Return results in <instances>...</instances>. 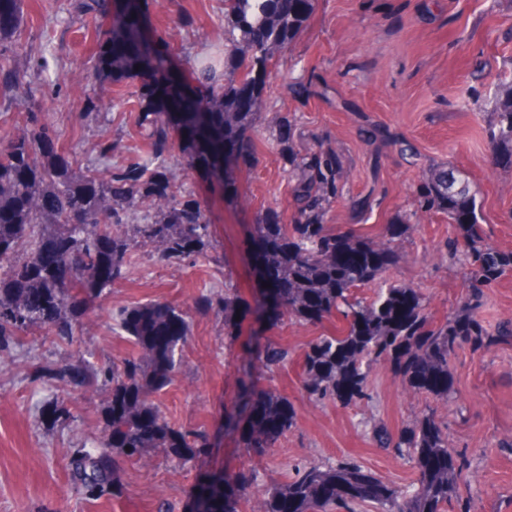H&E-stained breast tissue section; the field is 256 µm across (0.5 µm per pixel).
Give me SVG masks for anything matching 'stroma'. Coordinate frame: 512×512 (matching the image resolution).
Instances as JSON below:
<instances>
[{"label":"stroma","mask_w":512,"mask_h":512,"mask_svg":"<svg viewBox=\"0 0 512 512\" xmlns=\"http://www.w3.org/2000/svg\"><path fill=\"white\" fill-rule=\"evenodd\" d=\"M145 30L184 85L201 99L190 63L224 54V0H140ZM111 16L86 12L84 0H24L20 24L1 43L13 50L12 65L44 88L34 106L74 171L96 167L134 169L151 150L135 131L137 112L150 104L147 82L131 73L97 85L98 110L85 107L82 87L99 64V35ZM512 74V0H316L305 27L284 52L266 82L273 113L292 123L295 136H327L347 173L342 195L327 225L373 235L397 215L410 217L401 258L388 276L421 289L435 321L451 315L465 284L458 266L437 247L448 236V217L418 210L415 192L422 172L449 164L467 176L477 192L481 227L493 247L512 250V170L497 167L486 139L496 83ZM310 85L309 96L289 86ZM126 102L113 107V99ZM374 123L408 143L374 149L358 133ZM164 165L182 194L194 197L210 221L203 253L161 260L153 248H134L122 277L88 311L73 339L44 329L15 336L0 349V512H197V487L209 472L247 463L266 480H287L294 464H329L353 458L397 487L415 476L412 460L371 447L364 420L393 431L411 427L414 411L433 403L406 389L389 363L368 375L369 405L313 404L300 385L302 354L313 338L335 331V320L320 324L291 318L256 324L244 317L225 326L223 316L201 306L204 298L233 288L254 291L251 252L257 212L273 208L290 217L288 174L272 130L258 120L252 136L257 163L235 169L232 196L217 177L189 164L190 150L171 127ZM366 210H351L354 199ZM166 300L186 312L190 324L175 383L156 394L167 419L186 430L206 433L211 446L195 462L179 464L160 455L148 462L121 463L123 492L92 501L74 486L67 469L71 449L100 437L102 397L75 393L61 421L51 400L63 386L39 379L41 369L81 354L104 364L128 356L131 344L115 321L123 306ZM261 335L287 347V361L274 369L254 363L262 385L275 388L297 411V422L277 447L246 455L224 427L234 402L238 369L249 360L248 340ZM456 394L438 404L448 439L464 453L470 486L452 500L449 512H512V344L485 353L457 350L450 363Z\"/></svg>","instance_id":"1"}]
</instances>
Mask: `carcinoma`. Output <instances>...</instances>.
Segmentation results:
<instances>
[{
	"label": "carcinoma",
	"mask_w": 512,
	"mask_h": 512,
	"mask_svg": "<svg viewBox=\"0 0 512 512\" xmlns=\"http://www.w3.org/2000/svg\"><path fill=\"white\" fill-rule=\"evenodd\" d=\"M23 0H0V35L16 28ZM112 37L105 46V67L90 76L88 86L139 69L157 98L167 88L180 89L176 120L189 138L202 144L200 160L212 167L224 163L250 165L255 144L248 132L264 108L263 92L271 68L278 65L304 27L314 0H224V42L233 46L224 62V78L197 70L199 83L211 97L204 103L181 89L177 76L160 53L150 47L138 3L117 0ZM12 50L0 46V98L20 108L35 96L31 82L11 70ZM140 134L155 157L169 149L170 128L161 111L147 108L136 119ZM280 153L288 165L291 222L274 209L260 213L255 231L266 250L260 255L273 309L312 322L340 317L343 327L311 340L304 353L301 386L316 404L338 401L360 406L372 399L363 367L390 363L401 381L419 393L446 403L454 393L449 362L456 350H488L512 340V327L491 330L481 312L484 289L512 272V251L489 245L478 231L475 194L453 169L429 168L417 189L418 209L448 215L451 234L441 257L457 259L465 292L455 314L439 325L430 320L421 292L381 280L400 259L408 225L387 224L376 237L332 232L324 224L346 179L339 154L328 139L316 135L300 148L288 121L275 116ZM4 132L0 145V337L55 326L74 336L91 304L121 277L135 245H150L163 260L200 252L210 237L200 204L183 202L167 173L146 164L140 174L113 171L105 178L88 169L75 174L71 163L52 146L53 138L35 116ZM369 144L395 138L376 125L359 128ZM493 154L512 165V79L497 85L494 120L489 128ZM150 201L132 234L121 230L120 212L137 211ZM378 283L375 297L363 301L352 290ZM201 305L235 322L251 304L226 292ZM119 327L134 354L112 364L88 365L83 358L65 360L43 373L82 390L95 386L106 393L102 436L91 447L75 448L68 467L77 489L88 500L117 495L118 461L140 462L159 452L189 462L206 453L208 439L170 424L151 396L173 384L182 358L176 354L188 339L185 312L167 301H152L119 313ZM260 358L278 367L288 350L267 341ZM225 425L239 433L246 453L274 448L295 423V411L276 390L255 382L243 369L237 410L224 415ZM375 448L393 450L414 461L411 485L396 489L347 460L336 465L304 462L285 482L261 483L251 465L212 476L201 490L202 512H353L370 503L380 512H448L468 481L461 454L448 440L437 408L415 414L413 426L394 433L385 423L366 433Z\"/></svg>",
	"instance_id": "cac0c4a2"
}]
</instances>
